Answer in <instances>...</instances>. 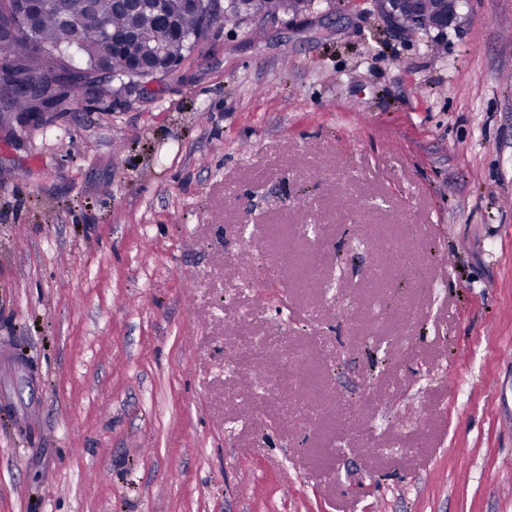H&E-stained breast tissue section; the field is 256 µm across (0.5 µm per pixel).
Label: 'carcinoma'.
<instances>
[{
    "mask_svg": "<svg viewBox=\"0 0 512 512\" xmlns=\"http://www.w3.org/2000/svg\"><path fill=\"white\" fill-rule=\"evenodd\" d=\"M15 0H0V120L17 114L34 115L52 103L64 110L71 99L62 91L75 86L93 90L99 96L112 95L109 83L125 85L128 56L137 46H127L128 53L112 54V76L95 69L78 67L72 59L75 48L83 57L106 53L107 35L134 29L144 41L162 43L173 56L185 51L187 44L198 46L206 31L215 25H235L242 21V9L227 0H204L197 15H186L184 0H166L165 13L182 24L174 33L158 16L145 12L132 15L114 0H58L41 16L35 29L28 30L15 14ZM256 7L268 16L300 10L298 0H257ZM69 18L80 22L72 28Z\"/></svg>",
    "mask_w": 512,
    "mask_h": 512,
    "instance_id": "1",
    "label": "carcinoma"
}]
</instances>
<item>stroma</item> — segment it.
<instances>
[{
  "instance_id": "35a3bbf8",
  "label": "stroma",
  "mask_w": 512,
  "mask_h": 512,
  "mask_svg": "<svg viewBox=\"0 0 512 512\" xmlns=\"http://www.w3.org/2000/svg\"><path fill=\"white\" fill-rule=\"evenodd\" d=\"M319 9L0 127V512H512V0ZM360 6L369 3L382 19L387 30L406 35L411 28L423 27L434 31L437 36L446 37L448 28L455 26L459 17L460 0H357ZM433 2V9L427 14L423 5ZM428 17L431 18L429 21Z\"/></svg>"
}]
</instances>
